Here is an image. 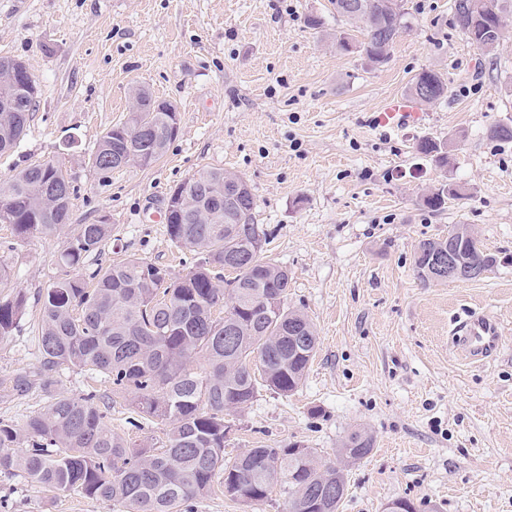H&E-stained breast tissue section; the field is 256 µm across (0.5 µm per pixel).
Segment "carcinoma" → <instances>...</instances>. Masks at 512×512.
I'll return each instance as SVG.
<instances>
[{
  "label": "carcinoma",
  "mask_w": 512,
  "mask_h": 512,
  "mask_svg": "<svg viewBox=\"0 0 512 512\" xmlns=\"http://www.w3.org/2000/svg\"><path fill=\"white\" fill-rule=\"evenodd\" d=\"M336 15L363 31L346 32L336 46L356 52L376 68L387 62L405 26L402 0H331ZM456 27L486 55L505 38L512 0H453ZM448 94L440 73L416 74L408 95L433 104ZM38 98L36 84L21 79L0 87V155L26 134ZM137 111L110 126L95 144L91 166L102 182L121 168L119 159L146 155L159 160L175 137L169 113L144 91ZM416 151L448 165V151L425 138ZM223 170L202 168L180 188L193 202L180 224L166 232L176 246L198 255L194 269L173 277L164 267L125 258L88 275L55 277L43 295L38 365L17 374L11 394L48 390L65 368L93 371L125 394L139 413L170 423L158 448H135L105 423L107 410L93 392L54 397L27 418L28 448L13 449L18 429L0 422V471H23L49 491L73 492L117 504L121 512H195L197 502L219 486L232 501H265L273 491L283 512H338L346 494V466L368 456L374 438L353 431L324 460L314 448H248L230 459L224 448L237 430L230 415L243 411L266 389L288 396L299 388L317 353L309 319L288 307L292 276L263 259L253 244V194L237 203L224 197ZM75 188L58 161L19 170L0 185V224L19 240L49 237L70 220ZM459 189L444 184L423 197L439 209ZM112 236L110 219L71 230L57 264L77 270ZM441 242L420 244L414 267L429 279L432 254ZM454 248L490 270L497 258L476 236L456 238ZM234 282L229 292L223 283ZM25 295H0V337L24 311Z\"/></svg>",
  "instance_id": "cac0c4a2"
}]
</instances>
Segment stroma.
Listing matches in <instances>:
<instances>
[{
	"mask_svg": "<svg viewBox=\"0 0 512 512\" xmlns=\"http://www.w3.org/2000/svg\"><path fill=\"white\" fill-rule=\"evenodd\" d=\"M408 29L387 64L368 69L336 46L346 27L330 0H0V56L23 61L39 97L26 136L0 156V183L25 166L61 162L76 196L71 224L108 216L112 236L89 268L120 256L181 276L193 253L169 239L170 192L201 168L247 179L265 254L292 275L288 304L314 324L319 347L295 393L261 391L237 414L225 449L297 444L334 457L364 428L375 446L349 467L339 512H383L397 499L419 512H512V19L495 56L456 28L452 0H404ZM321 17V28L307 26ZM439 72L446 99L424 126L384 134L370 117L422 70ZM175 103L180 129L150 166L94 172L90 154L123 120L134 86ZM447 145V166L417 153ZM463 186L441 209L422 203L442 184ZM468 225L499 263L481 279L424 282L419 245ZM66 234L17 241L0 224V259L26 306L0 338V422L22 427L51 395L96 391L107 424L139 445L160 446L171 425L136 417L104 377L64 370L50 391L8 395L39 359L41 296L61 275ZM494 317L497 355L466 361L448 332L466 314ZM0 512H119L112 502L43 490L23 471L0 474Z\"/></svg>",
	"mask_w": 512,
	"mask_h": 512,
	"instance_id": "35a3bbf8",
	"label": "stroma"
}]
</instances>
